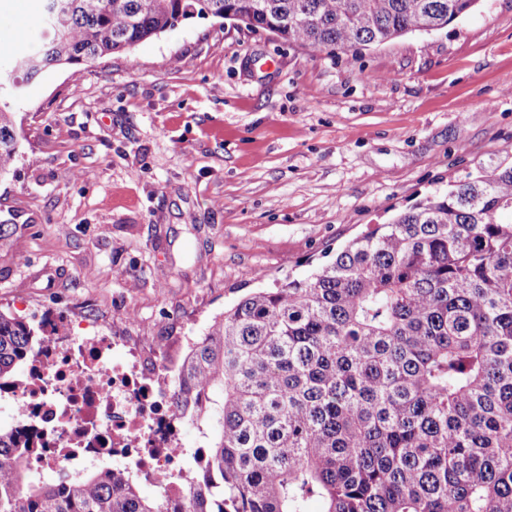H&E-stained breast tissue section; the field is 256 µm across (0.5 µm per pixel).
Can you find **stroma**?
Wrapping results in <instances>:
<instances>
[{"mask_svg":"<svg viewBox=\"0 0 512 512\" xmlns=\"http://www.w3.org/2000/svg\"><path fill=\"white\" fill-rule=\"evenodd\" d=\"M37 10L0 0V73L40 42ZM15 131L0 310L34 326L68 312L161 345L198 337L252 290L512 165V0L316 57L189 19L80 72L45 71Z\"/></svg>","mask_w":512,"mask_h":512,"instance_id":"obj_1","label":"stroma"}]
</instances>
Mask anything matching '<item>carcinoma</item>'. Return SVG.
Instances as JSON below:
<instances>
[{
    "instance_id": "cac0c4a2",
    "label": "carcinoma",
    "mask_w": 512,
    "mask_h": 512,
    "mask_svg": "<svg viewBox=\"0 0 512 512\" xmlns=\"http://www.w3.org/2000/svg\"><path fill=\"white\" fill-rule=\"evenodd\" d=\"M31 81L189 18L234 20L313 56L431 31L477 0H42ZM0 96V176L17 158ZM512 166L467 176L376 224L308 277L250 292L188 347L181 420L207 426L179 494L94 467L32 480L0 430V512H512ZM36 330L0 311V387Z\"/></svg>"
}]
</instances>
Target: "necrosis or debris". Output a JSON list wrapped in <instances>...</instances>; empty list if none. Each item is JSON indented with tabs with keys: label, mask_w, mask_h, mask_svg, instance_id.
Here are the masks:
<instances>
[{
	"label": "necrosis or debris",
	"mask_w": 512,
	"mask_h": 512,
	"mask_svg": "<svg viewBox=\"0 0 512 512\" xmlns=\"http://www.w3.org/2000/svg\"><path fill=\"white\" fill-rule=\"evenodd\" d=\"M41 328L38 359L27 364L23 385L0 392L14 430L42 449L34 470L72 473L115 460L141 476L185 477L173 410L178 362L66 314Z\"/></svg>",
	"instance_id": "1"
}]
</instances>
